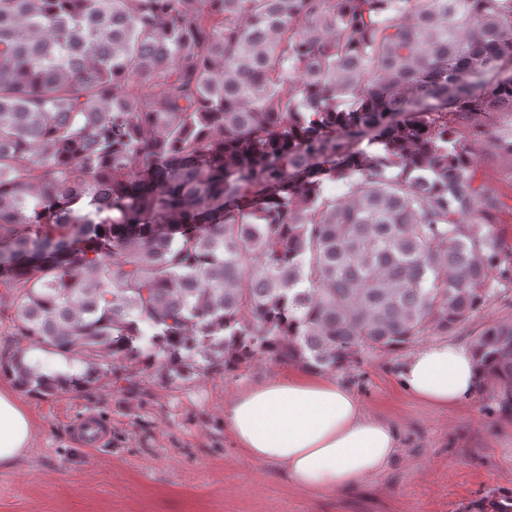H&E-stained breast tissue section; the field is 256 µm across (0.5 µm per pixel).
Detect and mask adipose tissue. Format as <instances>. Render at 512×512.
Listing matches in <instances>:
<instances>
[{"label":"adipose tissue","instance_id":"1","mask_svg":"<svg viewBox=\"0 0 512 512\" xmlns=\"http://www.w3.org/2000/svg\"><path fill=\"white\" fill-rule=\"evenodd\" d=\"M477 378L472 347L447 341L410 354L398 384L421 402L448 408L472 398ZM224 426L249 460L280 465L292 484L316 495L383 473L399 448L396 429L367 414L348 387L304 366L242 390L225 406ZM31 441L23 403L0 389V467L18 462Z\"/></svg>","mask_w":512,"mask_h":512}]
</instances>
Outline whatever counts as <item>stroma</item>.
<instances>
[{"instance_id": "1", "label": "stroma", "mask_w": 512, "mask_h": 512, "mask_svg": "<svg viewBox=\"0 0 512 512\" xmlns=\"http://www.w3.org/2000/svg\"><path fill=\"white\" fill-rule=\"evenodd\" d=\"M474 149L486 186L512 198V156L481 138ZM405 357L372 354L335 374L400 439L390 467L353 491L314 496L235 446L225 404L288 370L259 357L177 383L129 366L130 391L105 378L83 396L22 395L32 446L14 468L0 469V512H498L512 497V417L479 395L455 409L412 399L397 386ZM94 416L110 429L92 449L78 426Z\"/></svg>"}]
</instances>
